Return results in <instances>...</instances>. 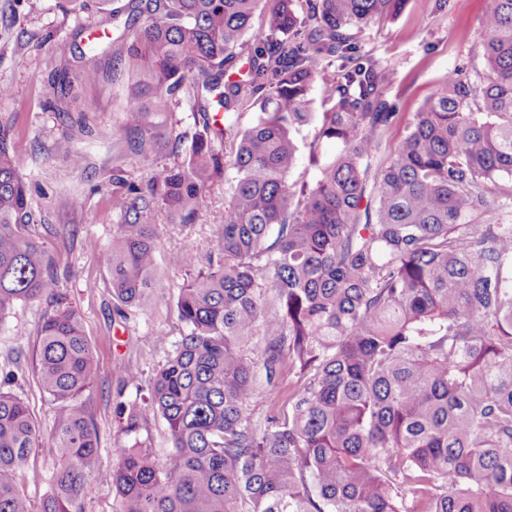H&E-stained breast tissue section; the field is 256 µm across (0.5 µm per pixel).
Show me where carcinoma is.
I'll use <instances>...</instances> for the list:
<instances>
[{"instance_id":"1","label":"carcinoma","mask_w":512,"mask_h":512,"mask_svg":"<svg viewBox=\"0 0 512 512\" xmlns=\"http://www.w3.org/2000/svg\"><path fill=\"white\" fill-rule=\"evenodd\" d=\"M261 2L269 30L245 50ZM405 3L129 0L140 25L112 59L135 79V102L119 133L150 177L112 167L117 224L101 264L117 309L150 306L155 214L187 227L217 179L231 192L206 258L191 244L168 257L190 275L176 298L181 338L147 396L116 404L119 512H512V0H484L482 69L448 72L382 155L393 74L358 32ZM318 79L333 105L310 145L317 177L298 184L292 133L313 116ZM187 87L203 131L162 164L154 147L167 132L152 117ZM13 127L0 116V320L48 302L36 367L60 464L34 507L15 473L42 437L0 388V512H81L102 473L84 399L98 366L36 235ZM323 140L334 157L318 155ZM56 154L84 163L68 139ZM285 368L295 383L280 404ZM260 395L271 402L258 426ZM158 418L163 462L141 439Z\"/></svg>"}]
</instances>
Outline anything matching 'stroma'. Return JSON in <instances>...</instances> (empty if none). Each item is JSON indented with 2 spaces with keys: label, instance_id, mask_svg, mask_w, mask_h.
<instances>
[{
  "label": "stroma",
  "instance_id": "1",
  "mask_svg": "<svg viewBox=\"0 0 512 512\" xmlns=\"http://www.w3.org/2000/svg\"><path fill=\"white\" fill-rule=\"evenodd\" d=\"M128 2L111 0L100 9L74 11L66 0H0V84L11 89L8 96L0 98V115L14 117L15 133L37 146L24 157L20 174L46 224L42 240L59 270L68 274L60 289L80 311L98 364L89 401L106 470L117 461L116 402L139 401L143 382L150 379L180 337L175 298L187 275L169 266L168 256L189 242L198 254H206L224 221L228 201L219 181L207 192L196 224L182 228L168 224L166 214H158L155 221L164 231L156 254L159 286L151 305L144 310L117 309L109 276L100 263L117 222L112 210V167L121 164L136 180L147 178L145 164L115 137L132 101V81L125 70L113 65L107 49L124 29ZM482 8L483 0H448L441 10L435 0H408L401 13L361 33L362 51L384 60L393 71L389 95L396 102L397 119L391 135L382 142L383 148H390L403 134L415 112L443 85L449 70L477 55ZM114 11L119 14L115 20L110 17ZM61 38L72 45L64 58L53 50ZM63 72L71 81V90L64 97L55 81ZM57 100L71 113V121H61L51 110V102ZM170 110V115L155 118L174 132L158 154L160 161L168 163L184 158L199 129L188 95H180ZM65 136L84 155L82 168L66 170L62 159L54 155V143ZM313 136L310 125L293 133L298 154L291 181L300 183L316 176L309 161L310 148H317L324 157L334 156L338 150L332 141L314 143ZM71 197L81 199L82 207H70L67 200ZM46 309L43 299L24 302L0 321V381L14 374L11 387L27 404L44 438L16 473L18 490L36 503L50 493L59 464L49 441L55 407L40 392L35 370ZM130 369L139 372V383H124V373Z\"/></svg>",
  "mask_w": 512,
  "mask_h": 512
}]
</instances>
